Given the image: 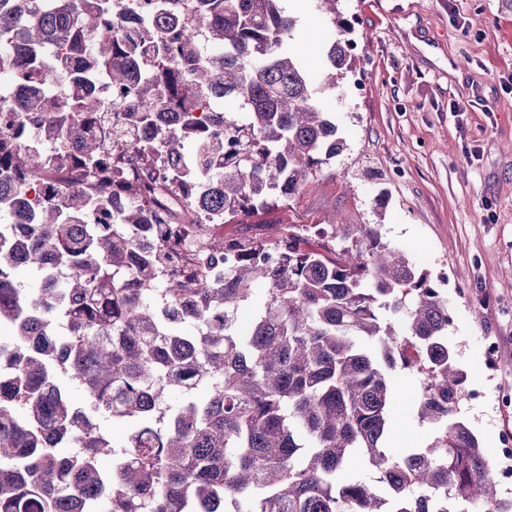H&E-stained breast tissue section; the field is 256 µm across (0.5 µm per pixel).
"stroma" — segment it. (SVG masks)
Here are the masks:
<instances>
[{"instance_id": "obj_1", "label": "stroma", "mask_w": 512, "mask_h": 512, "mask_svg": "<svg viewBox=\"0 0 512 512\" xmlns=\"http://www.w3.org/2000/svg\"><path fill=\"white\" fill-rule=\"evenodd\" d=\"M356 67L321 94L348 148L292 207L273 206L216 229L233 241L284 224L381 223L448 299V342L477 399L462 417L488 454L512 432V8L502 0H340ZM292 46L312 71L336 39L312 0H296ZM454 102L469 110L463 120ZM478 153L467 158L466 147ZM496 351L486 355L484 339ZM390 450L424 446L413 416L416 381L395 374Z\"/></svg>"}]
</instances>
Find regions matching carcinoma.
<instances>
[{"mask_svg": "<svg viewBox=\"0 0 512 512\" xmlns=\"http://www.w3.org/2000/svg\"><path fill=\"white\" fill-rule=\"evenodd\" d=\"M185 2L154 0L134 28L117 0H0V74L71 79L51 112L39 92L17 98L0 135V220L27 226L0 244V325L13 329L0 512H512L459 417L467 374L445 335L448 302L379 225L208 237L186 277L153 292L164 245L122 227L242 224L292 206L348 149L318 105L355 66L339 0H314L342 33L318 82L287 46L295 20L281 0ZM94 73L123 111L94 95ZM221 94L242 115L220 109ZM231 248L219 288L209 269ZM48 264L66 277L13 279ZM396 371L417 379L414 416L431 429L404 453L386 444ZM357 456L389 497L353 474Z\"/></svg>", "mask_w": 512, "mask_h": 512, "instance_id": "carcinoma-1", "label": "carcinoma"}]
</instances>
